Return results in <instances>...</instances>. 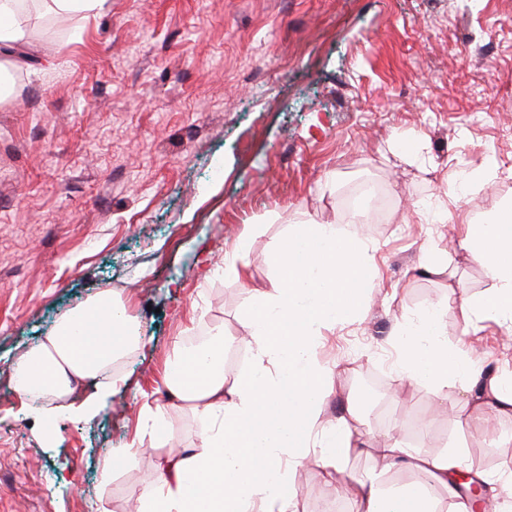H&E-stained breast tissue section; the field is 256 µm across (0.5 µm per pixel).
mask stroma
I'll return each mask as SVG.
<instances>
[{
	"mask_svg": "<svg viewBox=\"0 0 512 512\" xmlns=\"http://www.w3.org/2000/svg\"><path fill=\"white\" fill-rule=\"evenodd\" d=\"M33 5L23 40L0 48V512H132L165 448L143 440L107 477L103 461L161 401L175 339L239 334L249 302L225 255L249 235L250 286L267 287L266 255L295 224L377 247L376 287L321 347L336 365L324 419L355 393L369 437L431 455L460 446V465L485 455L484 476L512 472V413L455 428L461 383L437 399L399 373L391 342L439 303L456 344L462 297L492 286L457 236L512 202V0H107L87 18ZM443 199L447 222H406ZM430 256L447 270L421 273ZM107 288L147 344L102 411H79L89 384L45 423L11 366ZM472 347L512 372L502 328ZM372 471L457 503L428 473L363 453L331 478L304 462L296 512H355L336 489Z\"/></svg>",
	"mask_w": 512,
	"mask_h": 512,
	"instance_id": "stroma-1",
	"label": "stroma"
}]
</instances>
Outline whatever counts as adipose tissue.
<instances>
[{"instance_id":"obj_1","label":"adipose tissue","mask_w":512,"mask_h":512,"mask_svg":"<svg viewBox=\"0 0 512 512\" xmlns=\"http://www.w3.org/2000/svg\"><path fill=\"white\" fill-rule=\"evenodd\" d=\"M461 247L485 266L493 290L461 303L470 318L461 333L474 336L491 320L512 331V204L486 224L464 225ZM275 270L269 288L250 287L251 260L245 249L224 259V275L247 286L250 309L242 320L251 350L248 369L224 373V350L232 343L223 327L210 328L193 348L175 342L164 382L171 398L190 403L201 424L198 447L176 449L160 461L155 481L137 512H293L297 472L313 459L324 472L340 456L374 454L387 466L427 471L440 485L460 457L438 456L389 438L376 445L363 438L356 407L336 421L321 417L336 368L321 360L323 336L353 318L374 286L373 256L366 242L332 224H299L271 247ZM440 305L413 325L397 330V367L403 376L443 394L449 380L467 381L469 396L449 418L468 422L470 405L512 409V377L490 375L470 354L448 348ZM144 340L135 319L111 290L79 305L13 366L17 392L62 397L90 380L111 389L121 379L118 365ZM356 512H445L437 500L409 488H383L369 473L353 491Z\"/></svg>"}]
</instances>
